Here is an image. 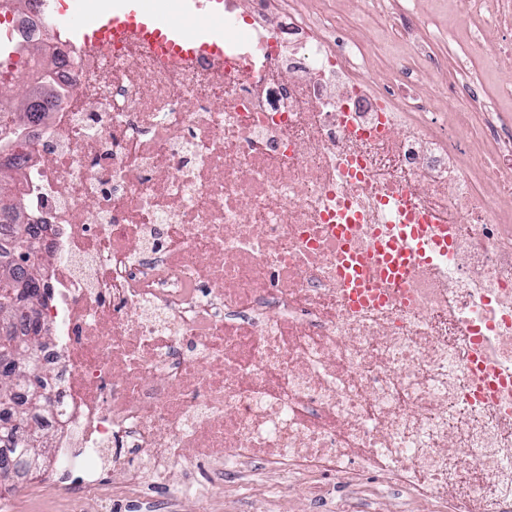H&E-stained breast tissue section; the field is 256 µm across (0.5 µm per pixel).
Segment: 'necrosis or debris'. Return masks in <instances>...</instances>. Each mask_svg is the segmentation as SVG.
I'll use <instances>...</instances> for the list:
<instances>
[{
    "label": "necrosis or debris",
    "mask_w": 512,
    "mask_h": 512,
    "mask_svg": "<svg viewBox=\"0 0 512 512\" xmlns=\"http://www.w3.org/2000/svg\"><path fill=\"white\" fill-rule=\"evenodd\" d=\"M255 2L224 0L220 62L59 37L48 67L24 68L53 87L12 192L58 291L38 354L56 383L44 410L21 386L0 415L63 430L44 486L82 502L116 493L148 512L149 483L207 502L244 480L265 489L249 512H292L284 488L309 512H512V87L479 77L512 43L423 93L418 74L440 65L418 22L366 0L413 48L385 88L324 9L288 0L294 22L269 27L271 0ZM456 2L477 40L512 28V0ZM0 25L42 41L40 0ZM399 224L448 242L354 302L339 255ZM201 462L214 484L171 482Z\"/></svg>",
    "instance_id": "1"
}]
</instances>
